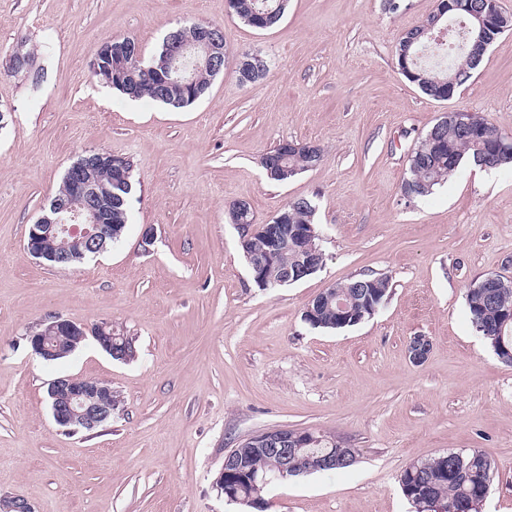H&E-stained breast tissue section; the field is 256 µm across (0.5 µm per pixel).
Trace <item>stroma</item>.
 <instances>
[{
	"mask_svg": "<svg viewBox=\"0 0 512 512\" xmlns=\"http://www.w3.org/2000/svg\"><path fill=\"white\" fill-rule=\"evenodd\" d=\"M437 0H288L268 30L227 0H0V498L35 512H244L215 485L228 450L278 427L316 431L359 452L346 471L291 477L265 512H415L399 478L448 450L485 453L495 477L480 512H512V366L469 321L477 279H512V168L462 165L425 197L402 191L408 159L448 112L512 135V31L447 100L409 82L398 36ZM192 22L223 25L234 55L269 71L244 85L233 68L204 98L172 108L126 97L93 76L98 46L133 38L153 56ZM36 50L39 86L8 72ZM313 142L321 162L285 183L261 166L279 142ZM129 157L136 186L121 242L60 268L31 257L29 227L86 151ZM306 197L324 253L311 277L253 282L231 204L269 223ZM154 227L155 242L141 244ZM385 276L390 293L356 326L304 320L333 284ZM52 316L111 322L137 355L118 362L94 340L45 362L27 337ZM429 337L425 362L410 339ZM112 387V419L72 432L52 417L59 376Z\"/></svg>",
	"mask_w": 512,
	"mask_h": 512,
	"instance_id": "1",
	"label": "stroma"
}]
</instances>
